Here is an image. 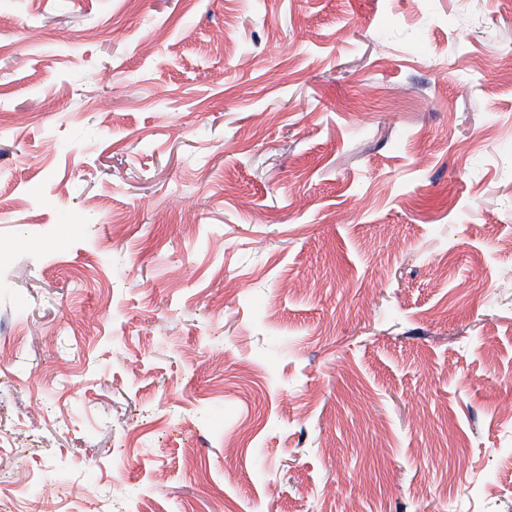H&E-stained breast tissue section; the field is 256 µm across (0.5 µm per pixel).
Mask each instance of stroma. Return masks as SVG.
I'll return each instance as SVG.
<instances>
[{
    "instance_id": "1",
    "label": "stroma",
    "mask_w": 512,
    "mask_h": 512,
    "mask_svg": "<svg viewBox=\"0 0 512 512\" xmlns=\"http://www.w3.org/2000/svg\"><path fill=\"white\" fill-rule=\"evenodd\" d=\"M511 50L512 0H0V512H512Z\"/></svg>"
}]
</instances>
